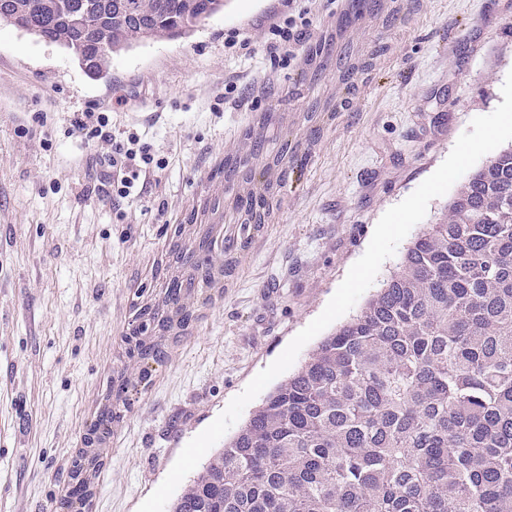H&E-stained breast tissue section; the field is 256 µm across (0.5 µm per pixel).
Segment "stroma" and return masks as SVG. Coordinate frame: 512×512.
Here are the masks:
<instances>
[{
    "instance_id": "stroma-1",
    "label": "stroma",
    "mask_w": 512,
    "mask_h": 512,
    "mask_svg": "<svg viewBox=\"0 0 512 512\" xmlns=\"http://www.w3.org/2000/svg\"><path fill=\"white\" fill-rule=\"evenodd\" d=\"M398 18L357 38L386 45L345 105L334 72L301 85L273 67L280 0H233L193 34L114 55L93 79L62 49L0 26V512H60L70 467L123 367L132 304L165 240L243 147L256 114L291 116L297 168L277 223L253 236L148 381L115 403L88 512H137L186 444L325 308L390 207L446 159L472 118L502 102L512 71V0H395ZM234 86L225 94V86ZM109 116L164 168L112 196L111 141L73 122Z\"/></svg>"
}]
</instances>
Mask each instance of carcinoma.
Wrapping results in <instances>:
<instances>
[{
	"mask_svg": "<svg viewBox=\"0 0 512 512\" xmlns=\"http://www.w3.org/2000/svg\"><path fill=\"white\" fill-rule=\"evenodd\" d=\"M11 0L92 78L112 55L173 40L224 0ZM239 206L228 253L247 244L264 197ZM157 316L125 337L129 376H148ZM82 479L60 501L84 512ZM171 512H512V145L456 192L361 310L182 489Z\"/></svg>",
	"mask_w": 512,
	"mask_h": 512,
	"instance_id": "1",
	"label": "carcinoma"
}]
</instances>
